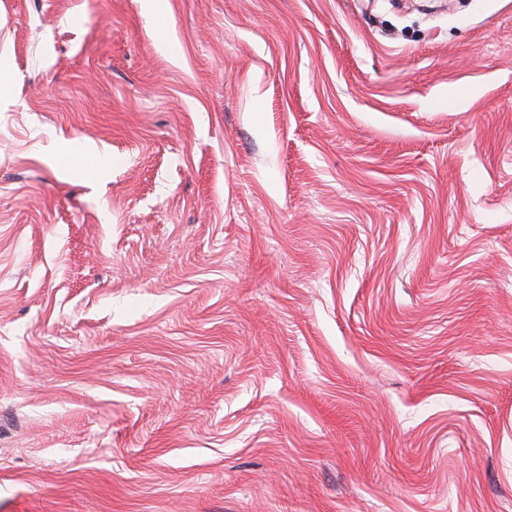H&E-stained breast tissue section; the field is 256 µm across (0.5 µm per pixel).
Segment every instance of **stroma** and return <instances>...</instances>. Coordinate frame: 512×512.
<instances>
[{
  "instance_id": "1",
  "label": "stroma",
  "mask_w": 512,
  "mask_h": 512,
  "mask_svg": "<svg viewBox=\"0 0 512 512\" xmlns=\"http://www.w3.org/2000/svg\"><path fill=\"white\" fill-rule=\"evenodd\" d=\"M0 0V512H512V0Z\"/></svg>"
}]
</instances>
